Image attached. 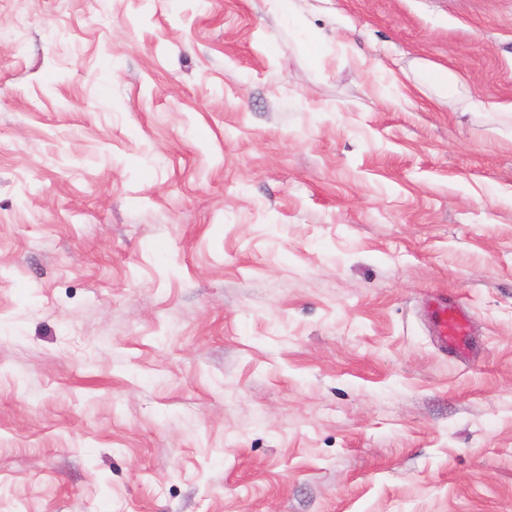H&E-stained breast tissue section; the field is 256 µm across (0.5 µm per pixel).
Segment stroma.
<instances>
[{
    "label": "stroma",
    "mask_w": 512,
    "mask_h": 512,
    "mask_svg": "<svg viewBox=\"0 0 512 512\" xmlns=\"http://www.w3.org/2000/svg\"><path fill=\"white\" fill-rule=\"evenodd\" d=\"M0 512H512V0H0ZM434 330L442 348L453 347L461 354L467 352L468 324L456 306H448L445 300L438 304L434 311Z\"/></svg>",
    "instance_id": "stroma-1"
}]
</instances>
